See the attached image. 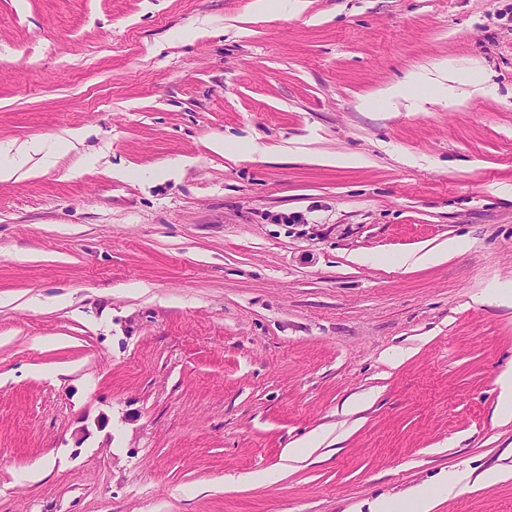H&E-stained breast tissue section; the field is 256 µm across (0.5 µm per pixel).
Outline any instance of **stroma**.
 <instances>
[{
    "mask_svg": "<svg viewBox=\"0 0 512 512\" xmlns=\"http://www.w3.org/2000/svg\"><path fill=\"white\" fill-rule=\"evenodd\" d=\"M252 3L0 0V512H512V0ZM306 4V0H255L253 9L258 14L281 11L298 15L305 10ZM37 156L36 162L24 173L34 169H49L55 166L57 155L44 140H32L30 143L16 146L13 142H0V182L17 179L19 173Z\"/></svg>",
    "mask_w": 512,
    "mask_h": 512,
    "instance_id": "obj_1",
    "label": "stroma"
}]
</instances>
